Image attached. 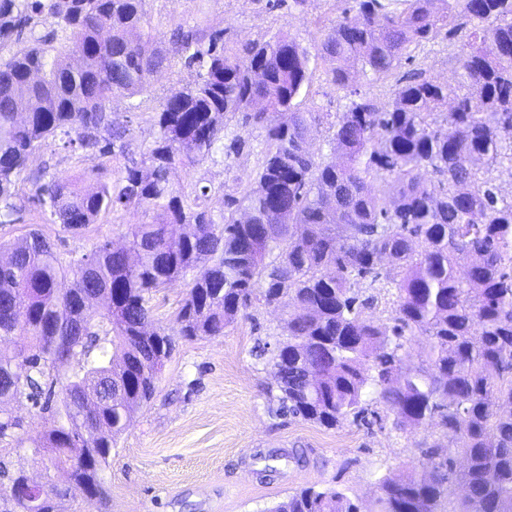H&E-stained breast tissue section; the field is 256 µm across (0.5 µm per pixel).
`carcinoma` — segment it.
I'll use <instances>...</instances> for the list:
<instances>
[{
	"label": "carcinoma",
	"instance_id": "obj_1",
	"mask_svg": "<svg viewBox=\"0 0 512 512\" xmlns=\"http://www.w3.org/2000/svg\"><path fill=\"white\" fill-rule=\"evenodd\" d=\"M141 2L0 0V224L19 221L15 184L46 140L122 154L130 128L112 120L113 96L147 91L170 58L196 69L160 102L154 143L114 180L83 193L44 169L33 183L30 201L72 232L141 209L148 221L124 236L134 263L110 241L66 262L36 229L0 245V396L49 414L33 435L0 409V433L34 458L51 453L64 475L40 512H63L85 489L104 496L112 448L174 350L153 327L152 299L177 279L187 281L175 318L186 340L222 336L259 305L286 310L288 340L255 351L268 357L279 415L329 429L348 419L438 428L416 443L422 461L377 478L367 512H512V198L493 176H512V0H353L320 30L327 75L345 89L369 71L395 78L394 89L383 103L352 92L317 155L307 146L316 113L299 101L314 70L307 48L283 33L230 45L198 24L166 41ZM442 31L466 34L460 81L423 67L395 77ZM239 113L263 131L255 185L216 214L207 187L189 196L175 174L219 149L242 152L226 133ZM175 224L191 233L171 237ZM382 289L392 326L371 316ZM80 299L86 308L73 310ZM417 334L429 344L413 355ZM16 336L30 346L13 347ZM54 336L71 358L51 369ZM108 370L109 403L80 412L74 397ZM270 512L361 510L340 489L312 486Z\"/></svg>",
	"mask_w": 512,
	"mask_h": 512
}]
</instances>
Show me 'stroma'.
<instances>
[{
	"instance_id": "obj_1",
	"label": "stroma",
	"mask_w": 512,
	"mask_h": 512,
	"mask_svg": "<svg viewBox=\"0 0 512 512\" xmlns=\"http://www.w3.org/2000/svg\"><path fill=\"white\" fill-rule=\"evenodd\" d=\"M351 0H307L303 10L265 9L262 0H142L141 9L160 32L170 33L183 21L223 30L230 42L263 41L283 32L309 51H316L320 27L342 16ZM457 43L436 35L416 52V61L439 80L456 82L451 58ZM194 70L177 65L162 69L141 95L115 96L112 116L128 123L130 155L103 157L68 152L55 141L37 152L31 169L49 166L51 173L76 179L78 188L112 180L129 158H140L156 137L154 111L160 101L192 83ZM347 100L325 74L314 71L306 107L317 115L310 148L326 150L329 124ZM257 156L245 153L178 169L185 188L208 187V206L223 211L227 200L254 183ZM32 184L22 179L15 201L22 208L16 224H0V242L9 244L37 228L54 241L63 257L82 254L98 241L122 244L129 225L143 222L139 208L101 215L80 233L53 223L30 203ZM283 311L261 308L241 319L224 335L180 342L165 362L152 402L135 415L113 448L104 473L106 501L75 497L66 512H268L296 490L313 486L348 492L368 507L377 475L417 463V444L429 428L407 434L370 430L345 421L326 429L310 422L283 419L270 401V377L264 360L253 354L257 344L287 338ZM303 453L297 464L293 453Z\"/></svg>"
}]
</instances>
